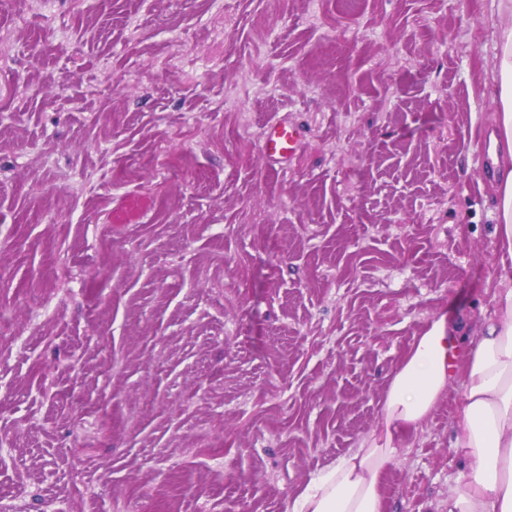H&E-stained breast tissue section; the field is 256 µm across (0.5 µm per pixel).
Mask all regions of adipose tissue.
<instances>
[{
    "label": "adipose tissue",
    "mask_w": 512,
    "mask_h": 512,
    "mask_svg": "<svg viewBox=\"0 0 512 512\" xmlns=\"http://www.w3.org/2000/svg\"><path fill=\"white\" fill-rule=\"evenodd\" d=\"M495 63V131L512 153V0H500ZM494 235L512 278V164L491 182ZM492 318L469 326L438 317L415 337L387 384L381 432L319 472L288 501V512H386L384 477L443 398L463 377V418L454 440L462 467L447 512H512V288Z\"/></svg>",
    "instance_id": "ef3b65f1"
}]
</instances>
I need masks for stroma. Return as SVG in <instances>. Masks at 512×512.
<instances>
[{"instance_id": "stroma-1", "label": "stroma", "mask_w": 512, "mask_h": 512, "mask_svg": "<svg viewBox=\"0 0 512 512\" xmlns=\"http://www.w3.org/2000/svg\"><path fill=\"white\" fill-rule=\"evenodd\" d=\"M498 5L0 0V512H288L491 315ZM462 391L388 512L447 500ZM302 130L296 124L284 119L270 121L260 137L264 158L271 164L292 160L302 142Z\"/></svg>"}]
</instances>
